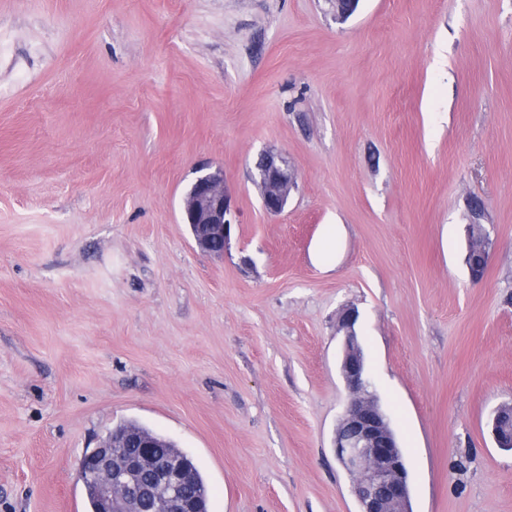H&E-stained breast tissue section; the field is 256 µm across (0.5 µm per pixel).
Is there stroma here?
Instances as JSON below:
<instances>
[{"instance_id": "obj_1", "label": "stroma", "mask_w": 512, "mask_h": 512, "mask_svg": "<svg viewBox=\"0 0 512 512\" xmlns=\"http://www.w3.org/2000/svg\"><path fill=\"white\" fill-rule=\"evenodd\" d=\"M267 149L297 170L278 215ZM203 164L220 257L180 217ZM348 306L412 512H512V0H0V512H87L79 459L127 419L208 512H357ZM252 180L260 191L262 206L269 214H279L285 209L290 192L296 186L295 172L280 154L273 151L259 155ZM182 199V215L191 229L197 249L222 256L231 235L230 199L224 188V173L200 168ZM336 238V225L327 224L314 246L316 262L320 269L327 270L332 265V257L327 253L329 243ZM493 438L501 448L512 450V402L497 406L492 419ZM509 440V443L504 441Z\"/></svg>"}]
</instances>
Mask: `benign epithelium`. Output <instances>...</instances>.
Returning a JSON list of instances; mask_svg holds the SVG:
<instances>
[{
    "mask_svg": "<svg viewBox=\"0 0 512 512\" xmlns=\"http://www.w3.org/2000/svg\"><path fill=\"white\" fill-rule=\"evenodd\" d=\"M252 180L269 214L281 213L296 186L295 172L278 153L264 151ZM230 199L223 171L201 168L182 199L184 223L197 249L210 256L224 255L231 235ZM358 311L343 309L342 378L350 399L333 438L336 459L353 477L352 492L359 512H408L407 481L402 453L392 439L386 414L369 390L363 349L355 332ZM492 435L501 448L512 450V402L497 406ZM168 439L136 433L128 439L108 434L84 452L78 478L97 500V512H196L187 488L184 464L162 454Z\"/></svg>",
    "mask_w": 512,
    "mask_h": 512,
    "instance_id": "7a95c632",
    "label": "benign epithelium"
}]
</instances>
